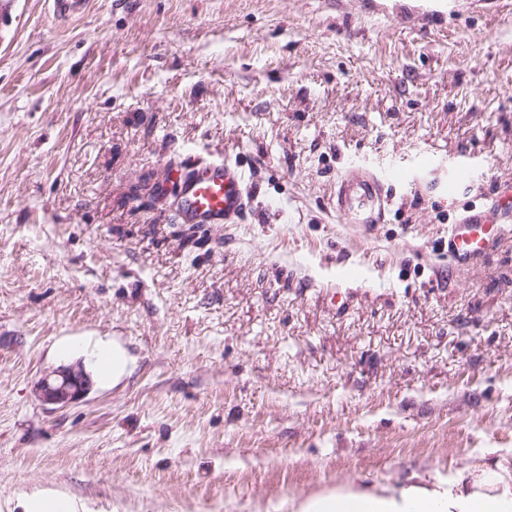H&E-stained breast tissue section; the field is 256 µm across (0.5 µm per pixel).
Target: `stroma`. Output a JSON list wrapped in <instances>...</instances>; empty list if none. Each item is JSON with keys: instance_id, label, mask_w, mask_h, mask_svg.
Here are the masks:
<instances>
[{"instance_id": "obj_1", "label": "stroma", "mask_w": 512, "mask_h": 512, "mask_svg": "<svg viewBox=\"0 0 512 512\" xmlns=\"http://www.w3.org/2000/svg\"><path fill=\"white\" fill-rule=\"evenodd\" d=\"M377 2L0 0V512H296L512 463V221L475 268L444 248L512 183V0ZM200 158L242 167L240 223L140 204ZM354 168L408 175L371 228L333 207ZM88 338L131 373L41 402ZM20 507V512H79L75 501L50 491L26 498L20 503Z\"/></svg>"}]
</instances>
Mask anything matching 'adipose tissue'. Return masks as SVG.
<instances>
[{
    "mask_svg": "<svg viewBox=\"0 0 512 512\" xmlns=\"http://www.w3.org/2000/svg\"><path fill=\"white\" fill-rule=\"evenodd\" d=\"M100 384L116 383L131 370L119 344L91 343ZM299 512H512V465L471 463L448 477L380 490L339 488L306 498Z\"/></svg>",
    "mask_w": 512,
    "mask_h": 512,
    "instance_id": "1",
    "label": "adipose tissue"
}]
</instances>
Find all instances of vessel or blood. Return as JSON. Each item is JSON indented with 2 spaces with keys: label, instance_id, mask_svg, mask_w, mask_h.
<instances>
[{
  "label": "vessel or blood",
  "instance_id": "b4317fda",
  "mask_svg": "<svg viewBox=\"0 0 512 512\" xmlns=\"http://www.w3.org/2000/svg\"><path fill=\"white\" fill-rule=\"evenodd\" d=\"M178 215L181 223L234 224L247 209L249 191L237 165L207 160L178 173ZM387 186L376 174L353 171L336 185V211L352 224H378L385 215ZM512 217V188L494 208L466 210L448 234V254L457 267L476 265L500 241L503 220Z\"/></svg>",
  "mask_w": 512,
  "mask_h": 512
}]
</instances>
